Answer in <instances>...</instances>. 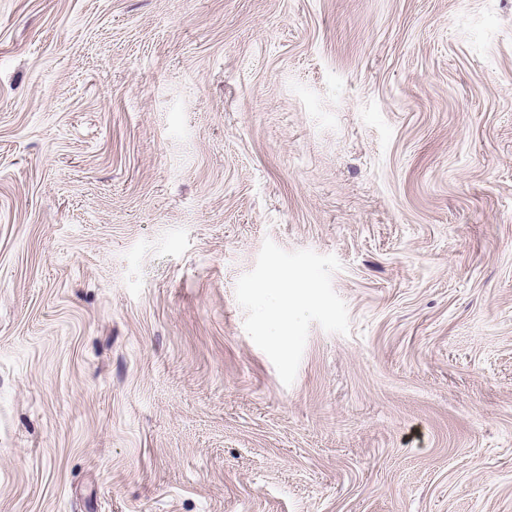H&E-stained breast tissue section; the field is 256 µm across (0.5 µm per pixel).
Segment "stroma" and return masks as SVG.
I'll return each instance as SVG.
<instances>
[{
  "label": "stroma",
  "mask_w": 512,
  "mask_h": 512,
  "mask_svg": "<svg viewBox=\"0 0 512 512\" xmlns=\"http://www.w3.org/2000/svg\"><path fill=\"white\" fill-rule=\"evenodd\" d=\"M0 512H512V0H0Z\"/></svg>",
  "instance_id": "obj_1"
}]
</instances>
